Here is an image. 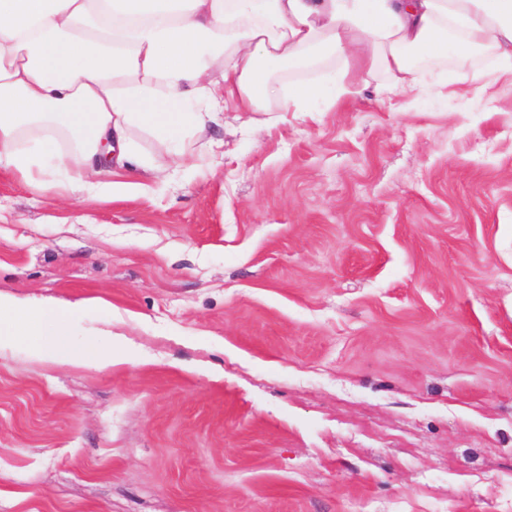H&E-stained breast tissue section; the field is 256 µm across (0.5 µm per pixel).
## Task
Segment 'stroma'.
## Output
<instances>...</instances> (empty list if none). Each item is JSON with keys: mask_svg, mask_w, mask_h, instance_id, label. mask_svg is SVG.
<instances>
[{"mask_svg": "<svg viewBox=\"0 0 512 512\" xmlns=\"http://www.w3.org/2000/svg\"><path fill=\"white\" fill-rule=\"evenodd\" d=\"M458 51L416 102L225 113L207 166L85 200L0 171V293L76 304L0 346V512H512V87Z\"/></svg>", "mask_w": 512, "mask_h": 512, "instance_id": "1", "label": "stroma"}]
</instances>
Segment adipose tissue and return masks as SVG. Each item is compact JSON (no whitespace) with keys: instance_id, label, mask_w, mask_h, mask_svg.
<instances>
[{"instance_id":"obj_1","label":"adipose tissue","mask_w":512,"mask_h":512,"mask_svg":"<svg viewBox=\"0 0 512 512\" xmlns=\"http://www.w3.org/2000/svg\"><path fill=\"white\" fill-rule=\"evenodd\" d=\"M457 46L512 80V0H0V169L61 198L109 192L122 171L186 160L184 139L226 109L285 112L311 95L277 67L379 70L385 100L418 92L417 58L436 70ZM142 133L171 156L143 155ZM72 313L0 293V335L65 355Z\"/></svg>"}]
</instances>
